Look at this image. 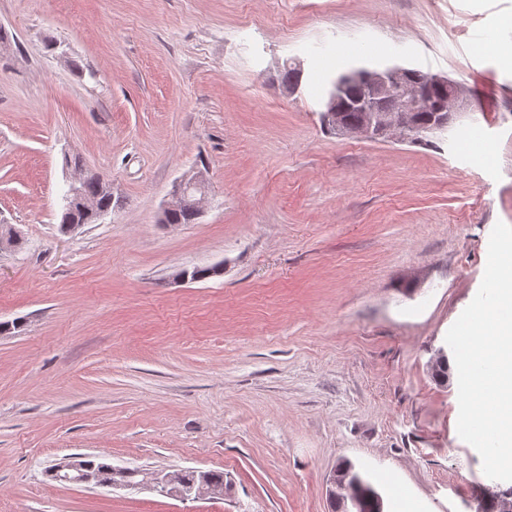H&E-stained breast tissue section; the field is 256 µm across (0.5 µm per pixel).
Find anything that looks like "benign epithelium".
<instances>
[{
  "mask_svg": "<svg viewBox=\"0 0 512 512\" xmlns=\"http://www.w3.org/2000/svg\"><path fill=\"white\" fill-rule=\"evenodd\" d=\"M353 86L361 89V95L354 102L356 111L364 114L363 122L358 126H349L342 121L343 103ZM433 88L448 93L449 114L465 109L468 91L461 83L441 75L421 74L414 79L412 70L396 67L385 71H357L342 78L326 102L322 119L333 124L339 136L370 140L402 138L413 127V114L428 111L427 92ZM191 190L200 192L197 204H202L205 190L198 174L184 176L176 185L173 199L179 200ZM83 468L79 457L56 464V472L66 482H87L82 474ZM349 494L351 487L342 478V471L335 470L329 495L344 498Z\"/></svg>",
  "mask_w": 512,
  "mask_h": 512,
  "instance_id": "7a95c632",
  "label": "benign epithelium"
}]
</instances>
